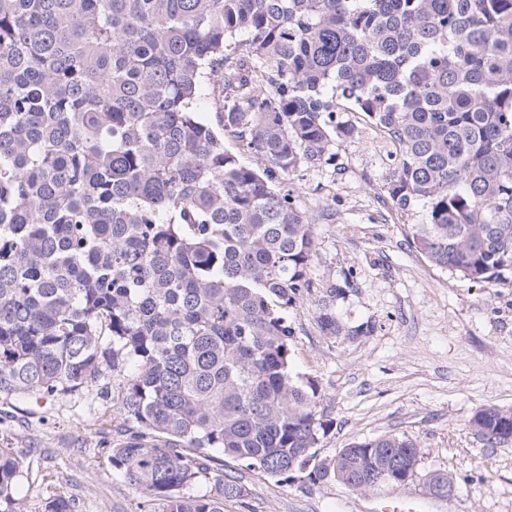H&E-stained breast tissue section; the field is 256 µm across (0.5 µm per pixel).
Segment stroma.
Masks as SVG:
<instances>
[{
	"label": "stroma",
	"mask_w": 512,
	"mask_h": 512,
	"mask_svg": "<svg viewBox=\"0 0 512 512\" xmlns=\"http://www.w3.org/2000/svg\"><path fill=\"white\" fill-rule=\"evenodd\" d=\"M342 118L355 132L337 146L335 165L288 178L316 227L315 286L288 310L295 370L318 380L319 410L331 422L316 454L403 433L420 448L403 496L427 497V474L441 470L456 494L433 499V512H512V441L484 447L469 426L481 408L512 409V288L472 284L416 253L387 198L388 143L361 115ZM346 271L354 286L336 314L371 331L330 338L317 321L322 285ZM110 411L93 387L56 400H0V447L24 454L28 512L55 495L74 499L76 512H140V497L108 460L120 438L106 423ZM224 472L248 490L224 512H372L380 496L303 473L286 483L232 459Z\"/></svg>",
	"instance_id": "stroma-1"
}]
</instances>
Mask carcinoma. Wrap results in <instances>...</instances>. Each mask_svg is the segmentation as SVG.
<instances>
[{
  "instance_id": "1",
  "label": "carcinoma",
  "mask_w": 512,
  "mask_h": 512,
  "mask_svg": "<svg viewBox=\"0 0 512 512\" xmlns=\"http://www.w3.org/2000/svg\"><path fill=\"white\" fill-rule=\"evenodd\" d=\"M342 112L393 147L415 251L512 286V0H0V396L119 378L108 460L153 512L246 496L219 454L346 485L417 447L388 433L305 463L329 423L293 365L315 227L288 176L335 164ZM352 283L325 284L328 337L370 332L333 311ZM471 427L495 448L512 409ZM22 474L0 448V512H27Z\"/></svg>"
}]
</instances>
